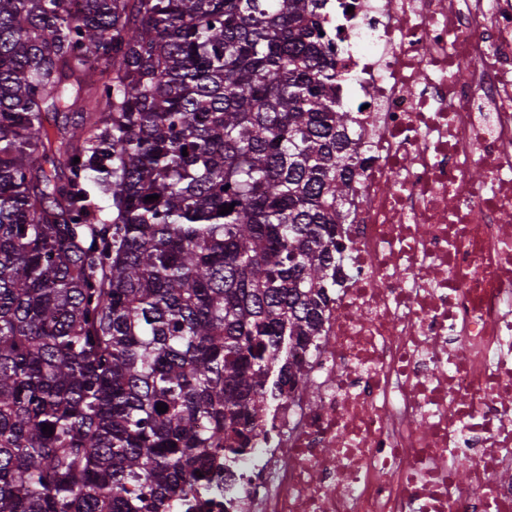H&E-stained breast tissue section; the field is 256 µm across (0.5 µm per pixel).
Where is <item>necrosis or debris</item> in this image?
<instances>
[{
	"mask_svg": "<svg viewBox=\"0 0 512 512\" xmlns=\"http://www.w3.org/2000/svg\"><path fill=\"white\" fill-rule=\"evenodd\" d=\"M332 11L359 109L355 273L233 479L215 456L185 508L512 512V0Z\"/></svg>",
	"mask_w": 512,
	"mask_h": 512,
	"instance_id": "1",
	"label": "necrosis or debris"
}]
</instances>
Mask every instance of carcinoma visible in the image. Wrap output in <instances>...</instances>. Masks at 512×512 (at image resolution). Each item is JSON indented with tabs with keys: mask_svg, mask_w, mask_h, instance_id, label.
Instances as JSON below:
<instances>
[{
	"mask_svg": "<svg viewBox=\"0 0 512 512\" xmlns=\"http://www.w3.org/2000/svg\"><path fill=\"white\" fill-rule=\"evenodd\" d=\"M63 2L0 0V512H174L350 279L354 113L329 0Z\"/></svg>",
	"mask_w": 512,
	"mask_h": 512,
	"instance_id": "1",
	"label": "carcinoma"
}]
</instances>
